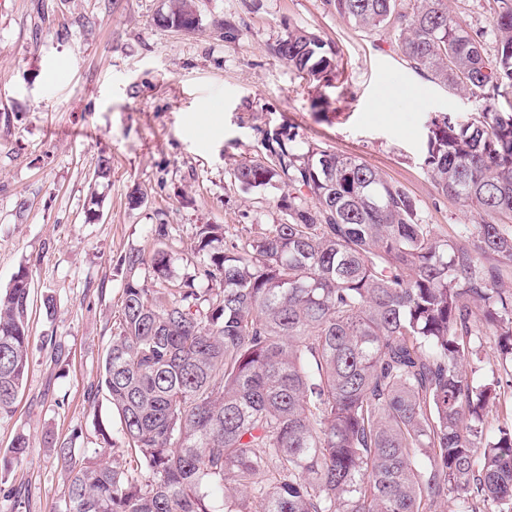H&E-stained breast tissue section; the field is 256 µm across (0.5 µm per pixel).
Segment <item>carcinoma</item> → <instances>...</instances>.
I'll return each instance as SVG.
<instances>
[{"instance_id":"carcinoma-1","label":"carcinoma","mask_w":512,"mask_h":512,"mask_svg":"<svg viewBox=\"0 0 512 512\" xmlns=\"http://www.w3.org/2000/svg\"><path fill=\"white\" fill-rule=\"evenodd\" d=\"M328 2L392 31L418 74L492 89L472 120H432L424 160L480 222L451 241L360 158L273 140L234 180L286 177L288 219L245 240L200 225L211 288L167 287L163 248L121 259V316L90 394L119 415L122 459L78 460L73 440L48 438L64 512H439L450 496L463 512H512V421L489 417L512 369V0H496L491 56L447 0ZM195 16L194 0H169L155 23L192 31ZM276 52L316 81L337 70L338 50L303 29ZM31 280L22 264L0 292V419L33 363ZM31 454L17 433L0 470Z\"/></svg>"}]
</instances>
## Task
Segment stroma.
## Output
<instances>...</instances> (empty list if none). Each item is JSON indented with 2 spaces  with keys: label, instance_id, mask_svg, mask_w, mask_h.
<instances>
[{
  "label": "stroma",
  "instance_id": "stroma-1",
  "mask_svg": "<svg viewBox=\"0 0 512 512\" xmlns=\"http://www.w3.org/2000/svg\"><path fill=\"white\" fill-rule=\"evenodd\" d=\"M166 0H0V290L31 264L34 361L12 417L0 420V456L16 433L34 455L0 473V512H61L67 482L47 436L75 452L105 450L121 423L105 397L89 401L123 296L122 257L151 254L167 225L173 282L197 273L199 225L225 239L256 238L286 221L288 186L243 188L233 173L264 157L265 139L295 153L360 157L401 186L424 223L452 240L480 217L439 194L424 167L429 127L481 111L479 88L452 89L411 70L390 31L367 32L326 0H195L191 32L154 22ZM234 30H227V23ZM302 28L339 50L338 71L307 82L274 51ZM112 161L108 179L95 170ZM102 205L86 218L91 193ZM139 196L132 205L131 196ZM54 319L42 312L45 297ZM53 338L64 361L43 348Z\"/></svg>",
  "mask_w": 512,
  "mask_h": 512
}]
</instances>
